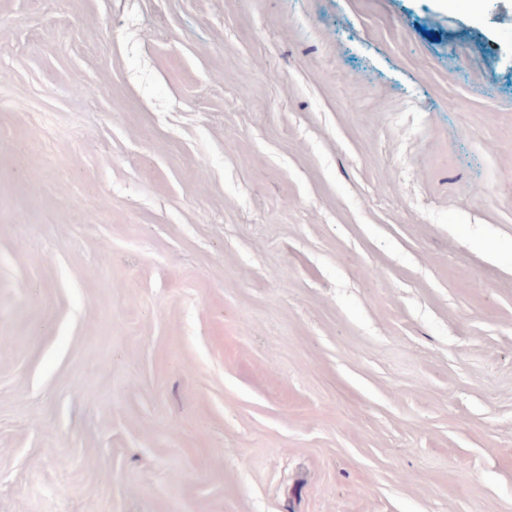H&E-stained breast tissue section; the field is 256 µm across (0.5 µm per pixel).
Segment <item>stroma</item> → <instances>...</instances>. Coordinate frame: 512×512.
<instances>
[{"label":"stroma","instance_id":"obj_1","mask_svg":"<svg viewBox=\"0 0 512 512\" xmlns=\"http://www.w3.org/2000/svg\"><path fill=\"white\" fill-rule=\"evenodd\" d=\"M0 512H512V0H0Z\"/></svg>","mask_w":512,"mask_h":512}]
</instances>
